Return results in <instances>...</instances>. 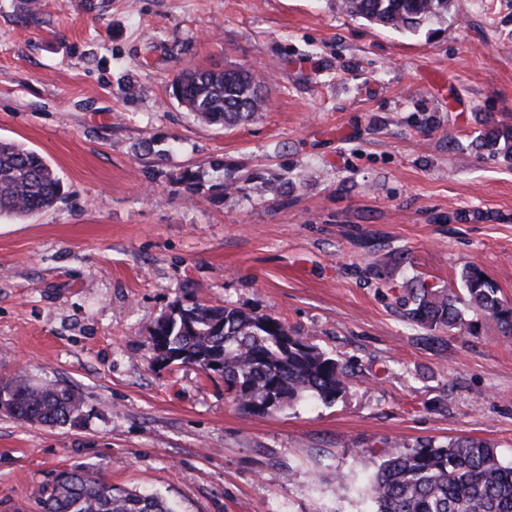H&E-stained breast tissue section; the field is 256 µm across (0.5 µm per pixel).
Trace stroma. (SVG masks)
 Listing matches in <instances>:
<instances>
[{
	"instance_id": "stroma-1",
	"label": "stroma",
	"mask_w": 512,
	"mask_h": 512,
	"mask_svg": "<svg viewBox=\"0 0 512 512\" xmlns=\"http://www.w3.org/2000/svg\"><path fill=\"white\" fill-rule=\"evenodd\" d=\"M231 66L265 81L252 121L204 125L170 98L182 70ZM502 126L512 0H455L415 35L340 0H43L33 19L0 0V139L65 191L0 218V377L83 402L53 427L0 411V512H41L79 466L178 512H370L393 449L476 438L512 463V340L489 319L425 328L398 301L473 264L512 303V166L471 147ZM219 162L242 190L212 202ZM189 295L281 317L351 365L345 393L259 417L155 361L151 329Z\"/></svg>"
}]
</instances>
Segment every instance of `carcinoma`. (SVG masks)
Listing matches in <instances>:
<instances>
[{
	"mask_svg": "<svg viewBox=\"0 0 512 512\" xmlns=\"http://www.w3.org/2000/svg\"><path fill=\"white\" fill-rule=\"evenodd\" d=\"M345 11L370 24L414 34L448 17L453 0H342ZM263 80L241 67L194 68L172 82V97L195 119L225 128L250 121L264 109ZM471 147L512 164V128L480 133ZM209 198L239 192L238 182L215 178ZM64 197L63 183L36 151L0 140V217L26 218ZM405 316L430 329L474 335L488 318L499 335L512 339V305L475 265L463 267L460 281L440 288L406 282L401 297ZM473 314L467 320L459 305ZM156 360L202 371L218 370L232 401L263 416L284 404L316 398L336 401L351 369L296 334L280 317L247 312L195 299L179 302L150 332ZM78 393L56 384L29 386L0 381V409L19 421L64 425L79 416ZM373 512H512V464L495 448L473 438L430 442L393 450L365 487ZM42 512H174L159 494L117 487L100 472L76 467L57 472L40 489Z\"/></svg>",
	"mask_w": 512,
	"mask_h": 512,
	"instance_id": "1",
	"label": "carcinoma"
}]
</instances>
